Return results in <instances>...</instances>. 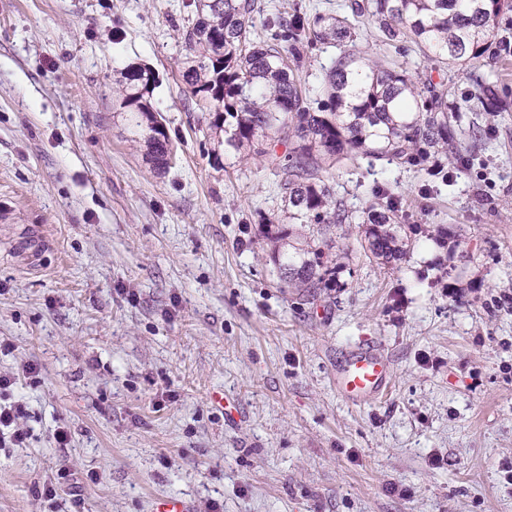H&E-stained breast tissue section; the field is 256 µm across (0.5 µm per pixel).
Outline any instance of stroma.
<instances>
[{"label":"stroma","instance_id":"obj_1","mask_svg":"<svg viewBox=\"0 0 512 512\" xmlns=\"http://www.w3.org/2000/svg\"><path fill=\"white\" fill-rule=\"evenodd\" d=\"M187 2L0 0V375L39 369L14 388L31 437L0 447V512H151L160 495L197 512H512V94L508 111L462 113L471 165L451 184L385 160L337 167L348 209L386 187L418 230L383 265L343 225L336 285L312 297L259 235V212L282 210L275 168L214 164L182 79ZM344 49L452 100L474 73L512 91V55L446 73L364 24L309 48L311 97ZM130 64L159 80L163 175L112 118ZM363 339L393 378L357 405L333 375ZM63 466L71 490L46 498Z\"/></svg>","mask_w":512,"mask_h":512}]
</instances>
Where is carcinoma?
<instances>
[{
    "mask_svg": "<svg viewBox=\"0 0 512 512\" xmlns=\"http://www.w3.org/2000/svg\"><path fill=\"white\" fill-rule=\"evenodd\" d=\"M196 20L182 33L186 51L182 78L198 110L208 113V129L224 153L243 159L266 157L268 146L288 144L276 164L281 176L283 211L293 224H314L316 233L274 257L288 287L312 292L329 288L336 270L328 266L321 239L333 227L362 224L364 252L383 264L400 259L409 237L398 224L391 199L357 214L338 203L329 182L336 166L357 156L423 167L442 160L459 130L461 109L448 104L444 84L418 81L384 59L371 63L346 52L333 61L321 86L319 106L295 72L306 48L336 45L368 23L382 42L411 39L434 67L507 56L494 41L512 0H352L346 15H313L296 5L284 16L267 19L275 28L263 42L253 39L257 0H195ZM113 110L144 147L145 158L160 173L172 165V144L151 97L156 73L127 66L115 80ZM504 90L493 74L473 80L466 111L503 110ZM262 237L289 239L279 220L259 215Z\"/></svg>",
    "mask_w": 512,
    "mask_h": 512,
    "instance_id": "cac0c4a2",
    "label": "carcinoma"
}]
</instances>
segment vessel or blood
<instances>
[{
  "mask_svg": "<svg viewBox=\"0 0 512 512\" xmlns=\"http://www.w3.org/2000/svg\"><path fill=\"white\" fill-rule=\"evenodd\" d=\"M391 381L389 360L371 342L360 343L345 351L336 364V391L354 404H366L382 398Z\"/></svg>",
  "mask_w": 512,
  "mask_h": 512,
  "instance_id": "vessel-or-blood-1",
  "label": "vessel or blood"
}]
</instances>
